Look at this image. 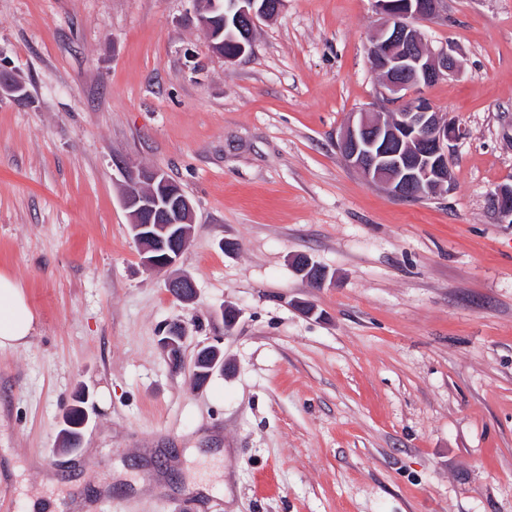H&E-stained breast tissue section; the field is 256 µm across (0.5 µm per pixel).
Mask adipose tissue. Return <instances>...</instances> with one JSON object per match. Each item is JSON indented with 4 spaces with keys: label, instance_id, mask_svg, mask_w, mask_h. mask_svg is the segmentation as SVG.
I'll return each instance as SVG.
<instances>
[{
    "label": "adipose tissue",
    "instance_id": "1",
    "mask_svg": "<svg viewBox=\"0 0 512 512\" xmlns=\"http://www.w3.org/2000/svg\"><path fill=\"white\" fill-rule=\"evenodd\" d=\"M37 322L22 284L0 270V350L29 346Z\"/></svg>",
    "mask_w": 512,
    "mask_h": 512
}]
</instances>
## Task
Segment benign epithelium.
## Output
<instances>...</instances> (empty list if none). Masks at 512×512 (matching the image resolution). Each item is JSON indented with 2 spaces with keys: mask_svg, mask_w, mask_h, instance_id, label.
<instances>
[{
  "mask_svg": "<svg viewBox=\"0 0 512 512\" xmlns=\"http://www.w3.org/2000/svg\"><path fill=\"white\" fill-rule=\"evenodd\" d=\"M197 25L207 34L212 51L235 60L252 49V32L260 18L277 14L283 0H192ZM384 16L370 50L374 71L381 78L379 102L350 113L337 147L344 162L367 181L384 186L397 198L434 196L452 184L449 144L464 135L443 112L435 110L423 89L453 74L456 57L434 52L425 43L417 22L435 18L444 0H374ZM234 43L224 54V43ZM24 87L0 69V99L24 101ZM123 177L121 200L129 229L139 246L141 262L152 269L174 267L189 241L195 209L186 195L170 194L167 175L160 169L131 166L117 161ZM488 202L502 222L512 223V186L502 184L489 193ZM297 269L317 286L326 284L328 272L306 257ZM168 294L188 304L197 296L194 279L176 273L168 279ZM185 337L172 324L160 339L168 355L181 356Z\"/></svg>",
  "mask_w": 512,
  "mask_h": 512,
  "instance_id": "1",
  "label": "benign epithelium"
}]
</instances>
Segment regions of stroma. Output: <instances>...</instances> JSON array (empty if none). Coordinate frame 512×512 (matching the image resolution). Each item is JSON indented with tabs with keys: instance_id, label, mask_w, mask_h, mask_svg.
Instances as JSON below:
<instances>
[{
	"instance_id": "35a3bbf8",
	"label": "stroma",
	"mask_w": 512,
	"mask_h": 512,
	"mask_svg": "<svg viewBox=\"0 0 512 512\" xmlns=\"http://www.w3.org/2000/svg\"><path fill=\"white\" fill-rule=\"evenodd\" d=\"M192 10L0 0V63L29 94L0 101V270L38 316L0 352V512H512V223L488 205L512 183V0L419 25L460 61L425 95L465 135L450 190L416 202L336 148L377 100L373 0H284L231 63ZM120 160L193 201L194 303L142 266ZM210 344L225 368L199 387ZM85 394L81 391L75 395L74 404L65 412L64 428L62 435L68 448H76L80 445L82 425L84 422Z\"/></svg>"
}]
</instances>
